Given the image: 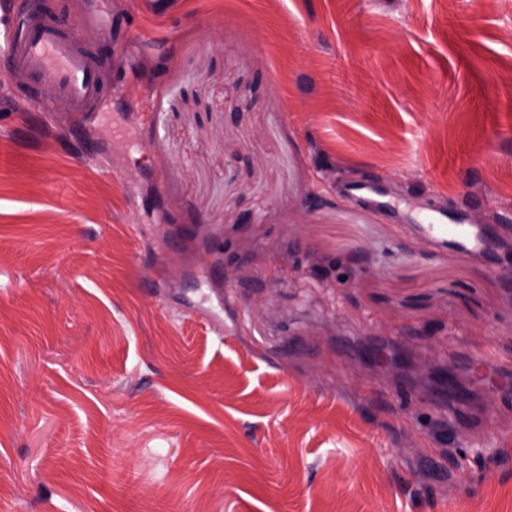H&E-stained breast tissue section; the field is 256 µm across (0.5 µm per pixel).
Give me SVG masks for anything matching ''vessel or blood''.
<instances>
[{
  "label": "vessel or blood",
  "mask_w": 512,
  "mask_h": 512,
  "mask_svg": "<svg viewBox=\"0 0 512 512\" xmlns=\"http://www.w3.org/2000/svg\"><path fill=\"white\" fill-rule=\"evenodd\" d=\"M76 22L56 10L49 0L5 20L0 19V61L10 69L21 88V102L39 99L43 84H50L48 112L85 113L97 109L111 94L112 80L103 70L96 51L75 31ZM346 196L381 205L375 184H345ZM423 232L439 244L459 251L487 248L483 225L468 223L465 212L433 211Z\"/></svg>",
  "instance_id": "vessel-or-blood-1"
}]
</instances>
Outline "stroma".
<instances>
[{"instance_id":"stroma-1","label":"stroma","mask_w":512,"mask_h":512,"mask_svg":"<svg viewBox=\"0 0 512 512\" xmlns=\"http://www.w3.org/2000/svg\"><path fill=\"white\" fill-rule=\"evenodd\" d=\"M176 2L57 0L96 111L0 63V512H512V0ZM343 192L346 196L367 200L378 207L385 205L381 200L384 194L379 193L376 185L370 182H349L344 185ZM427 224H416L420 231L443 246L459 251L480 252L488 247V238L483 224L467 222L464 210L453 216L448 211L434 210L431 215L423 217Z\"/></svg>"}]
</instances>
